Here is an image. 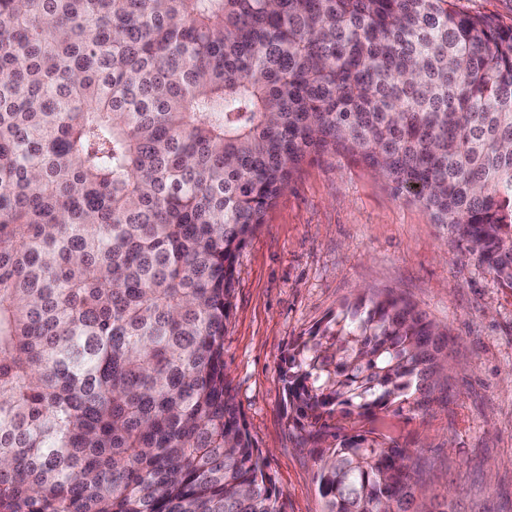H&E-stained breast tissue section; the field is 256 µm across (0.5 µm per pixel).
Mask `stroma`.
<instances>
[{"label":"stroma","mask_w":512,"mask_h":512,"mask_svg":"<svg viewBox=\"0 0 512 512\" xmlns=\"http://www.w3.org/2000/svg\"><path fill=\"white\" fill-rule=\"evenodd\" d=\"M393 292L448 336L429 411L389 424L424 463L422 512H512V287L362 161L308 157L241 251L224 372L282 512H322L309 449L296 447L284 373L302 338L369 293Z\"/></svg>","instance_id":"35a3bbf8"}]
</instances>
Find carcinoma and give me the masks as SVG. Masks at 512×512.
Here are the masks:
<instances>
[{"instance_id":"obj_1","label":"carcinoma","mask_w":512,"mask_h":512,"mask_svg":"<svg viewBox=\"0 0 512 512\" xmlns=\"http://www.w3.org/2000/svg\"><path fill=\"white\" fill-rule=\"evenodd\" d=\"M348 153L512 286V26L455 0H0V512H281L224 373L236 262ZM438 327L359 297L297 345L323 512H417L386 418Z\"/></svg>"}]
</instances>
